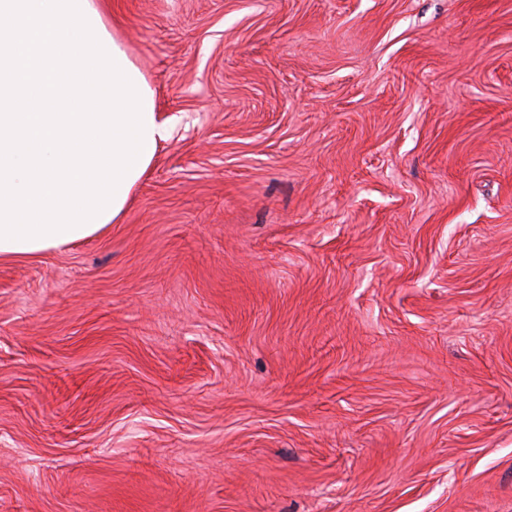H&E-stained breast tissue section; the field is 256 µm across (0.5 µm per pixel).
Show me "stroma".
Returning a JSON list of instances; mask_svg holds the SVG:
<instances>
[{
  "instance_id": "obj_1",
  "label": "stroma",
  "mask_w": 512,
  "mask_h": 512,
  "mask_svg": "<svg viewBox=\"0 0 512 512\" xmlns=\"http://www.w3.org/2000/svg\"><path fill=\"white\" fill-rule=\"evenodd\" d=\"M170 137L0 258V512H512V0H107Z\"/></svg>"
}]
</instances>
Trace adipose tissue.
I'll return each mask as SVG.
<instances>
[{"label": "adipose tissue", "instance_id": "ef3b65f1", "mask_svg": "<svg viewBox=\"0 0 512 512\" xmlns=\"http://www.w3.org/2000/svg\"><path fill=\"white\" fill-rule=\"evenodd\" d=\"M167 136L99 0H0V256L105 234Z\"/></svg>", "mask_w": 512, "mask_h": 512}]
</instances>
